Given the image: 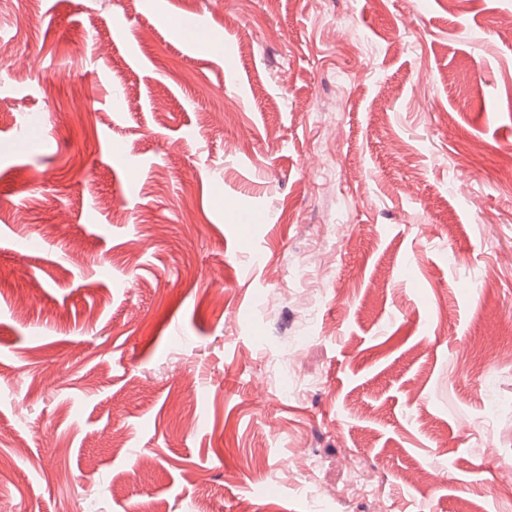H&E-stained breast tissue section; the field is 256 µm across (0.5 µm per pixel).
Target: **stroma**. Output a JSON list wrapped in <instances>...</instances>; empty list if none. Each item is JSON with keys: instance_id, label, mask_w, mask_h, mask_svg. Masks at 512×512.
Instances as JSON below:
<instances>
[{"instance_id": "obj_1", "label": "stroma", "mask_w": 512, "mask_h": 512, "mask_svg": "<svg viewBox=\"0 0 512 512\" xmlns=\"http://www.w3.org/2000/svg\"><path fill=\"white\" fill-rule=\"evenodd\" d=\"M511 14L0 0V512H512Z\"/></svg>"}]
</instances>
